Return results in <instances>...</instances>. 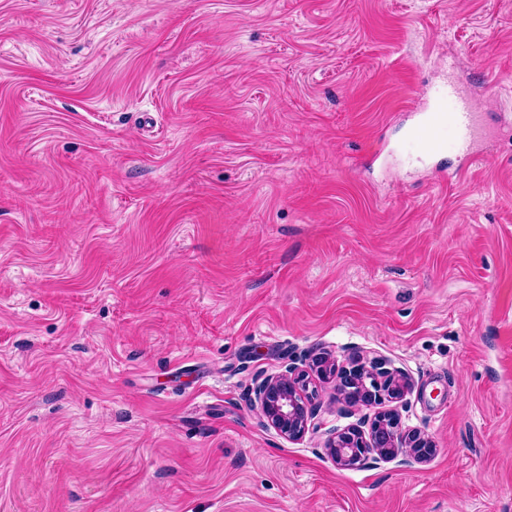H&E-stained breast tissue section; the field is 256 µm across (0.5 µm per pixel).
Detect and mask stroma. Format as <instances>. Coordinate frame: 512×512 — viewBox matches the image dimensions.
Here are the masks:
<instances>
[{
	"label": "stroma",
	"mask_w": 512,
	"mask_h": 512,
	"mask_svg": "<svg viewBox=\"0 0 512 512\" xmlns=\"http://www.w3.org/2000/svg\"><path fill=\"white\" fill-rule=\"evenodd\" d=\"M314 352L435 453L264 425ZM0 512H512V0H0ZM476 105L457 95L448 85L436 98L430 112L411 129V139L421 155L434 157L448 150V132L452 133L458 150L471 158L470 143L476 132ZM311 361L319 382L336 381V390L349 407L383 405L402 399L412 389L405 374L387 368L384 362H371L367 368L360 360L351 359L343 365L324 352L315 354ZM355 387H358L359 395L352 399ZM368 435L367 440L364 431L357 428L335 431L326 440L325 450L341 467L361 466L369 459L373 463L390 462L400 456L402 463L421 461L435 450L428 438L416 428L405 427L400 414L391 409L375 415Z\"/></svg>",
	"instance_id": "obj_1"
}]
</instances>
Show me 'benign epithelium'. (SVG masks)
Listing matches in <instances>:
<instances>
[{
  "label": "benign epithelium",
  "mask_w": 512,
  "mask_h": 512,
  "mask_svg": "<svg viewBox=\"0 0 512 512\" xmlns=\"http://www.w3.org/2000/svg\"><path fill=\"white\" fill-rule=\"evenodd\" d=\"M312 367L320 382L336 381V390L349 407L383 405L403 398L412 389L405 374L387 368L384 362L374 361L367 367L352 359L343 365L331 354L321 352L313 356ZM255 397L266 425L292 440L308 432L315 417L317 386L298 365L292 363L284 372L262 379L255 388ZM325 450L337 465L353 467L369 459L374 463L398 457L404 463L421 461L434 448L418 429L404 426L400 414L389 409L375 415L367 434L357 428L331 433Z\"/></svg>",
  "instance_id": "obj_1"
}]
</instances>
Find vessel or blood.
<instances>
[{"mask_svg":"<svg viewBox=\"0 0 512 512\" xmlns=\"http://www.w3.org/2000/svg\"><path fill=\"white\" fill-rule=\"evenodd\" d=\"M476 105L457 95L453 88L444 89L430 112L412 128L410 135L421 155L434 157L456 145L464 157H471L470 143L476 132Z\"/></svg>","mask_w":512,"mask_h":512,"instance_id":"1","label":"vessel or blood"}]
</instances>
